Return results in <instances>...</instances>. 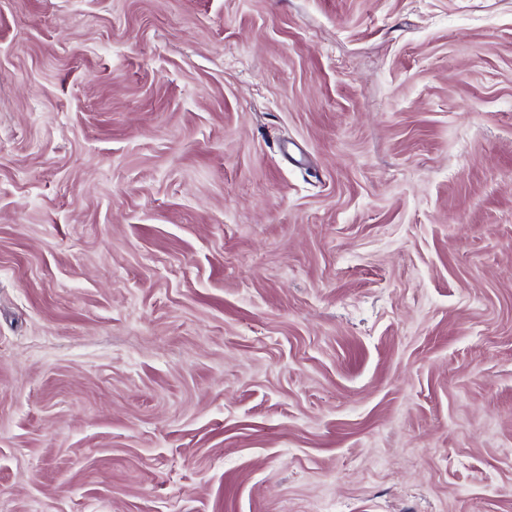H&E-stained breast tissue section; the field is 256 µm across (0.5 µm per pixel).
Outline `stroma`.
Here are the masks:
<instances>
[{"mask_svg": "<svg viewBox=\"0 0 512 512\" xmlns=\"http://www.w3.org/2000/svg\"><path fill=\"white\" fill-rule=\"evenodd\" d=\"M512 512V0H0V512Z\"/></svg>", "mask_w": 512, "mask_h": 512, "instance_id": "1", "label": "stroma"}]
</instances>
